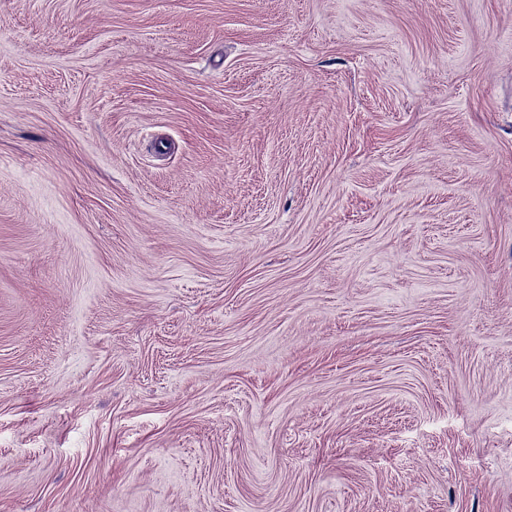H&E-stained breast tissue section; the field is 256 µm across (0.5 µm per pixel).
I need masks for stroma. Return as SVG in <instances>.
Segmentation results:
<instances>
[{
    "label": "stroma",
    "instance_id": "stroma-1",
    "mask_svg": "<svg viewBox=\"0 0 512 512\" xmlns=\"http://www.w3.org/2000/svg\"><path fill=\"white\" fill-rule=\"evenodd\" d=\"M0 512H512V0H0Z\"/></svg>",
    "mask_w": 512,
    "mask_h": 512
}]
</instances>
